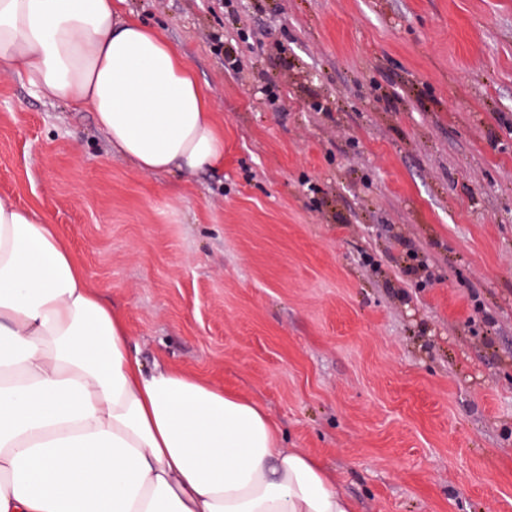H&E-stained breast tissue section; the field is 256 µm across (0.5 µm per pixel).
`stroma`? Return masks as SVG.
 Wrapping results in <instances>:
<instances>
[{
    "label": "stroma",
    "instance_id": "obj_1",
    "mask_svg": "<svg viewBox=\"0 0 512 512\" xmlns=\"http://www.w3.org/2000/svg\"><path fill=\"white\" fill-rule=\"evenodd\" d=\"M121 9L184 56L223 168L141 173L0 71V197L145 365L256 401L357 512H512V0Z\"/></svg>",
    "mask_w": 512,
    "mask_h": 512
}]
</instances>
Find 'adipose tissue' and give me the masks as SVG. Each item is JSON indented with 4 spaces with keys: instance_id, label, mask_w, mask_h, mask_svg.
Listing matches in <instances>:
<instances>
[{
    "instance_id": "adipose-tissue-1",
    "label": "adipose tissue",
    "mask_w": 512,
    "mask_h": 512,
    "mask_svg": "<svg viewBox=\"0 0 512 512\" xmlns=\"http://www.w3.org/2000/svg\"><path fill=\"white\" fill-rule=\"evenodd\" d=\"M0 69L147 174L224 165L177 48L118 0H0ZM0 512H356L255 402L145 368L53 224L0 199Z\"/></svg>"
}]
</instances>
